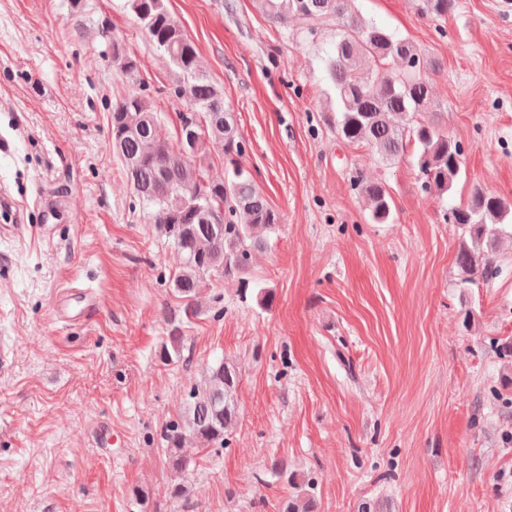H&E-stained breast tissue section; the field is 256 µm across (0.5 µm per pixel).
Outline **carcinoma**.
<instances>
[{
	"instance_id": "carcinoma-1",
	"label": "carcinoma",
	"mask_w": 512,
	"mask_h": 512,
	"mask_svg": "<svg viewBox=\"0 0 512 512\" xmlns=\"http://www.w3.org/2000/svg\"><path fill=\"white\" fill-rule=\"evenodd\" d=\"M136 20L157 50L180 71L177 89L194 111L180 117L176 142L159 133L154 104L140 86L128 89L112 105V150L121 172L132 186L137 204L160 225L179 256L171 276L180 300L179 318L170 323L160 358L181 359L182 328L198 317L196 297L204 279L246 272L252 255L266 246L260 231L278 228L280 214L256 188L241 158L246 145L239 136L224 92L198 70V50L165 6V0H127ZM271 19L292 16L308 22L306 40L331 26L334 39L323 58L336 102V134L350 143L367 144L381 163L395 164L409 147L416 153L417 177L426 192H447L461 172L462 150L438 126L416 121L427 111L431 87L422 76L415 45L388 28L366 19L356 0H259ZM455 0H426L427 13L448 16ZM112 60L125 72L136 68L123 46L112 41ZM395 115L410 116L406 127ZM217 151L224 158V180L214 181L195 165ZM357 189L370 202L374 224L392 223V197L382 182L359 176ZM512 207L476 186L466 206L444 213L461 229L457 266L469 276L493 274L491 254ZM238 368L219 360L203 370L199 384L187 395L183 414L166 424L162 434L165 455L175 471L185 469L195 455L224 447L237 422L235 394Z\"/></svg>"
}]
</instances>
